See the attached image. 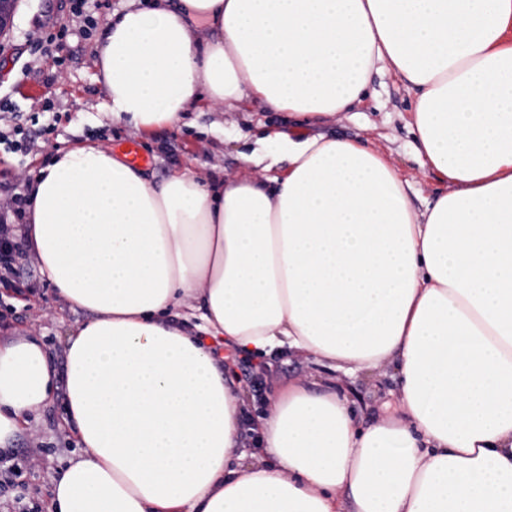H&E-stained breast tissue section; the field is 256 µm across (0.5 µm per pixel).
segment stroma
<instances>
[{
  "label": "stroma",
  "mask_w": 512,
  "mask_h": 512,
  "mask_svg": "<svg viewBox=\"0 0 512 512\" xmlns=\"http://www.w3.org/2000/svg\"><path fill=\"white\" fill-rule=\"evenodd\" d=\"M72 22L65 0H20L12 31L0 42V57L8 62L6 75L0 77V101L10 105L9 111H0V129L20 128L27 146L23 155L0 149V218L13 233H20L24 224L12 211L13 195L25 193L34 175L59 152L81 146L112 150L126 141L136 142L148 157L143 171L152 182L186 170L203 179L220 172L228 177L257 175V168L245 164L244 154L256 148L267 133L281 131L293 138L321 133L374 148L408 180L416 209H425L450 189L447 181L422 168L407 126L414 95L388 69L372 73L367 94L349 120L300 124L288 113L268 110L256 101L221 116L203 97L176 127L136 130L104 114L106 96L97 79V38L70 36L60 66L53 58L32 53L30 43L44 29ZM46 94L52 100L48 111L42 101ZM79 317V312L58 298L29 255L17 257L11 270L0 268L1 340L39 338L59 360L68 331ZM224 371L242 385L250 406L259 408L274 390L317 373L318 368L302 357L278 358L268 368L238 357L225 360ZM396 385L389 367L344 383L356 412L367 421L378 418ZM63 402V391H56L50 404L36 411L5 448L16 476L13 487L0 486V512H8L20 493L36 512H46L54 477L79 451L63 422Z\"/></svg>",
  "instance_id": "1"
}]
</instances>
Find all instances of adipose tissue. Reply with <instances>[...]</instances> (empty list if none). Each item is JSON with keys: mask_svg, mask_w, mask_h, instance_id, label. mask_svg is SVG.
Here are the masks:
<instances>
[{"mask_svg": "<svg viewBox=\"0 0 512 512\" xmlns=\"http://www.w3.org/2000/svg\"><path fill=\"white\" fill-rule=\"evenodd\" d=\"M96 53L109 119L135 129L203 96L342 118L386 66L452 190L416 210L379 152L321 134L268 135L258 178L153 184L61 152L24 237L86 317L60 369L0 342V447L61 386L82 448L47 512H512V0H129ZM219 344L350 378L389 364L399 389L365 424L339 386L289 383L253 452Z\"/></svg>", "mask_w": 512, "mask_h": 512, "instance_id": "ef3b65f1", "label": "adipose tissue"}]
</instances>
